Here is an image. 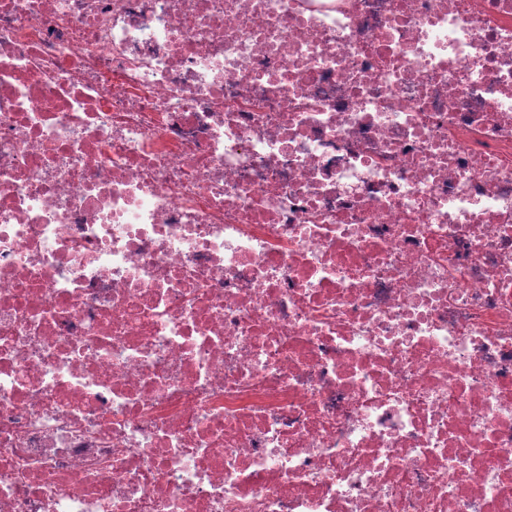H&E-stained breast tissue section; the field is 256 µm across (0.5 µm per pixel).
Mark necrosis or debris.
Returning <instances> with one entry per match:
<instances>
[{"instance_id": "4bbe7bcc", "label": "necrosis or debris", "mask_w": 512, "mask_h": 512, "mask_svg": "<svg viewBox=\"0 0 512 512\" xmlns=\"http://www.w3.org/2000/svg\"><path fill=\"white\" fill-rule=\"evenodd\" d=\"M0 512H512V0H0Z\"/></svg>"}]
</instances>
